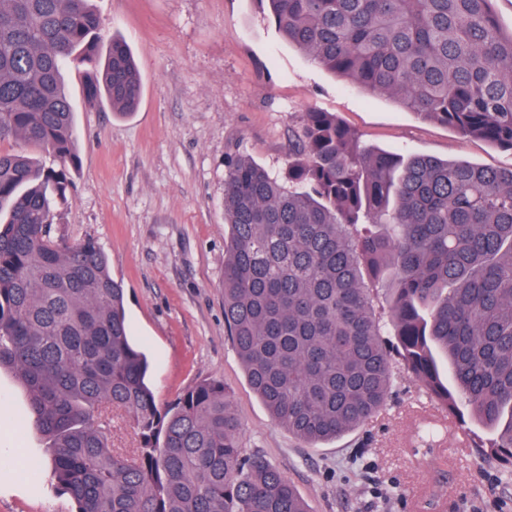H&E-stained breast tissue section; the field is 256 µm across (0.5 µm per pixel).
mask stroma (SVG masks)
Masks as SVG:
<instances>
[{"label": "stroma", "instance_id": "stroma-1", "mask_svg": "<svg viewBox=\"0 0 512 512\" xmlns=\"http://www.w3.org/2000/svg\"><path fill=\"white\" fill-rule=\"evenodd\" d=\"M103 38L121 36L140 71L136 112L121 117L84 93L87 65L66 70L80 133L78 166L53 231L95 241L125 288L133 342L147 355L162 407L206 379L222 380L244 428L240 442L276 465L311 512H512V479L481 455L492 434L445 413L396 367L373 421L310 447L277 426L253 391L224 327V163L239 154L276 175L307 112L335 113L363 144L512 167V151L425 119L386 94L314 65L285 42L265 0H93ZM28 395L0 371V449L22 426L25 459L46 454L22 425ZM0 512H75L50 475L23 479L0 464Z\"/></svg>", "mask_w": 512, "mask_h": 512}]
</instances>
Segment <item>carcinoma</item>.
Instances as JSON below:
<instances>
[{
  "label": "carcinoma",
  "mask_w": 512,
  "mask_h": 512,
  "mask_svg": "<svg viewBox=\"0 0 512 512\" xmlns=\"http://www.w3.org/2000/svg\"><path fill=\"white\" fill-rule=\"evenodd\" d=\"M282 38L317 65L412 112L512 150V33L492 0H267ZM91 0H0V369L29 398L50 471L76 512H309L240 444L224 382L166 410L129 338L125 291L100 247L54 235L78 129L64 81L101 40ZM88 100L141 98L127 44L110 40ZM288 175L226 160L224 324L272 421L313 447L376 417L394 363L448 416L495 434L512 462V168L357 146L310 112ZM388 308L378 310V294ZM133 453L108 443L112 410Z\"/></svg>",
  "instance_id": "obj_1"
}]
</instances>
